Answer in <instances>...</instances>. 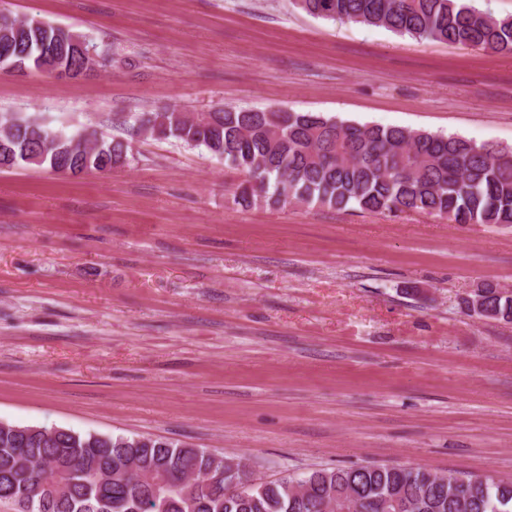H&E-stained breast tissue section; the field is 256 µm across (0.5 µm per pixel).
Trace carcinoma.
Segmentation results:
<instances>
[{
	"instance_id": "obj_1",
	"label": "carcinoma",
	"mask_w": 512,
	"mask_h": 512,
	"mask_svg": "<svg viewBox=\"0 0 512 512\" xmlns=\"http://www.w3.org/2000/svg\"><path fill=\"white\" fill-rule=\"evenodd\" d=\"M309 15L382 27L420 40L512 54V15L498 17L469 0H295ZM98 45L41 18L0 19V51L34 70L57 64L78 74L82 52ZM205 146L246 175L234 202L248 208L294 200L336 210L420 212L455 224L512 227V153L492 161L472 140L403 127L355 125L282 109L214 108L201 121L175 109L147 112L139 128ZM130 144L92 141L49 128L38 117L0 113V168L37 166L95 173L127 163ZM485 311L471 317L512 322V294L485 283ZM26 448V464L16 450ZM163 469L171 480L154 512H512V481L432 472L423 467L359 465L243 483L238 457L218 456L141 435L0 423V502H30L41 512V477L58 471L63 512H85L100 495L110 512H142L148 495L123 468ZM224 468L222 491L196 488L212 467Z\"/></svg>"
}]
</instances>
